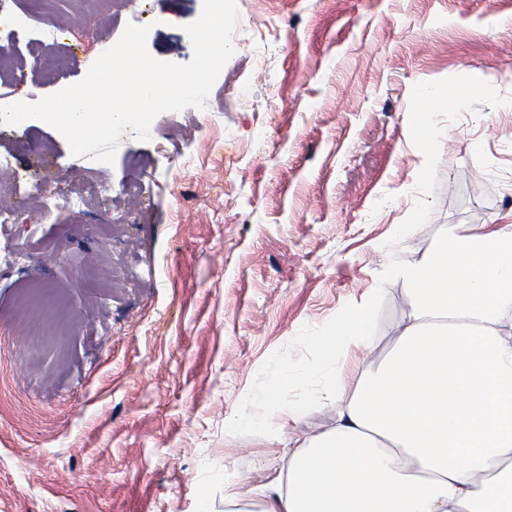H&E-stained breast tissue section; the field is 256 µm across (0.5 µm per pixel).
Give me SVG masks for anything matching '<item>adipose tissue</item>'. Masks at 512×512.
Here are the masks:
<instances>
[{"instance_id": "adipose-tissue-1", "label": "adipose tissue", "mask_w": 512, "mask_h": 512, "mask_svg": "<svg viewBox=\"0 0 512 512\" xmlns=\"http://www.w3.org/2000/svg\"><path fill=\"white\" fill-rule=\"evenodd\" d=\"M385 355L324 398L331 429L288 443L263 512H512V224L439 240L401 272ZM328 367L372 348V310L336 327Z\"/></svg>"}]
</instances>
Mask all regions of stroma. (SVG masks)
Returning a JSON list of instances; mask_svg holds the SVG:
<instances>
[{"label":"stroma","instance_id":"1","mask_svg":"<svg viewBox=\"0 0 512 512\" xmlns=\"http://www.w3.org/2000/svg\"><path fill=\"white\" fill-rule=\"evenodd\" d=\"M235 52L205 108L126 131L114 164L41 121L0 126L18 175L0 213L47 180L107 209L0 223V512H224L278 478L289 440L336 418L323 342L372 308L386 349L399 272L440 239L512 224V0H236ZM32 15L0 99L80 81L78 45L149 26L161 61L193 57L202 0H12ZM63 63L49 70L32 44ZM137 184L139 195L124 192Z\"/></svg>","mask_w":512,"mask_h":512}]
</instances>
